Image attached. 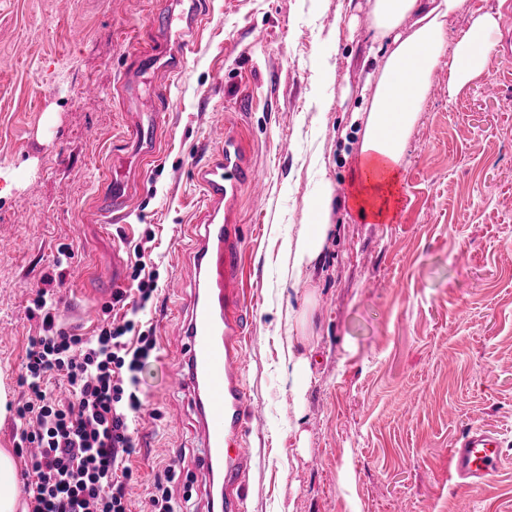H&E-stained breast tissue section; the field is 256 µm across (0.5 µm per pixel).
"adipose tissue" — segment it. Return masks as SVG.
<instances>
[{"mask_svg": "<svg viewBox=\"0 0 512 512\" xmlns=\"http://www.w3.org/2000/svg\"><path fill=\"white\" fill-rule=\"evenodd\" d=\"M463 0H375L374 39L382 43L385 61L376 79V92L365 110L360 152L347 193L351 209L374 224L389 223L400 194L399 167L410 134L423 111L431 77L440 60L448 62V91L455 94L481 75L493 49L498 16L486 12L472 19L458 36L452 23ZM412 20L409 34L400 28ZM312 165L320 175V189L306 203L307 218L296 236L283 244L288 277L299 280L303 271L319 266L335 230L333 191L320 158Z\"/></svg>", "mask_w": 512, "mask_h": 512, "instance_id": "adipose-tissue-1", "label": "adipose tissue"}]
</instances>
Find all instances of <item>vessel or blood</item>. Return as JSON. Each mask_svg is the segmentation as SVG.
<instances>
[{"label": "vessel or blood", "mask_w": 512, "mask_h": 512, "mask_svg": "<svg viewBox=\"0 0 512 512\" xmlns=\"http://www.w3.org/2000/svg\"><path fill=\"white\" fill-rule=\"evenodd\" d=\"M175 5V10L157 11L154 31L136 43L139 69H151L160 59L171 71L183 66L204 14L201 0H175ZM127 131L129 139L140 145L142 158L151 157L158 138L156 122L137 114ZM194 175L205 212L204 223L189 234L195 279L187 293L178 282L170 284L182 299L178 310L184 315L188 371L171 378L169 386L178 392L191 390L195 397L204 448L199 465L209 478L207 494L212 505L218 512H244L254 456L246 432L259 408L243 378L248 318L241 299L244 239L237 204L242 190L262 191L265 182L251 161L244 137L230 127L204 147ZM107 186L98 209L111 221L124 207L122 175H110ZM503 463L500 438L480 427L464 429L450 452L451 472L471 487L494 480Z\"/></svg>", "instance_id": "1"}]
</instances>
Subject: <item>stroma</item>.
I'll return each instance as SVG.
<instances>
[{
    "instance_id": "1",
    "label": "stroma",
    "mask_w": 512,
    "mask_h": 512,
    "mask_svg": "<svg viewBox=\"0 0 512 512\" xmlns=\"http://www.w3.org/2000/svg\"><path fill=\"white\" fill-rule=\"evenodd\" d=\"M166 0H0V448L14 445L31 307L47 290L58 324L93 335L105 301L88 274L112 278L144 248L161 287L146 318L157 350L142 373L146 415L132 467L142 487L174 468L178 512H208L198 419L168 382L183 365V323L166 286L192 283L184 227L199 223L192 178L199 146L230 121L264 175L265 196L242 191V286L251 312L244 377L261 417L249 425L254 460L246 512H459L448 468L460 430L503 441L498 477L471 488L474 512H512V0H464L454 26L500 17L485 73L448 92L437 67L408 142L389 224L346 204L364 111L383 54L374 0H206L183 68H133L138 32ZM330 64L336 78L316 80ZM169 95L157 111L151 84ZM99 93L90 97L87 86ZM156 114L161 140L136 165L127 108ZM326 163L336 226L309 277L315 287L313 379L303 415L290 394L288 324L305 291L285 272L282 245L316 194L313 156ZM129 177L127 219L102 223L95 199L109 170ZM179 419L170 427V419ZM301 425L308 444L297 448Z\"/></svg>"
}]
</instances>
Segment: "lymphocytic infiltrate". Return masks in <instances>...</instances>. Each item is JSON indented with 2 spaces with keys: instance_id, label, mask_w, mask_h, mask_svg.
<instances>
[{
  "instance_id": "1",
  "label": "lymphocytic infiltrate",
  "mask_w": 512,
  "mask_h": 512,
  "mask_svg": "<svg viewBox=\"0 0 512 512\" xmlns=\"http://www.w3.org/2000/svg\"><path fill=\"white\" fill-rule=\"evenodd\" d=\"M135 256V302L115 291L112 304L123 314L94 335L59 327L46 291L33 301L42 333L29 343L21 377L27 397L16 410L26 423L19 442L33 447L24 456L31 512H132L140 375L156 348L143 315L159 288L143 251Z\"/></svg>"
}]
</instances>
